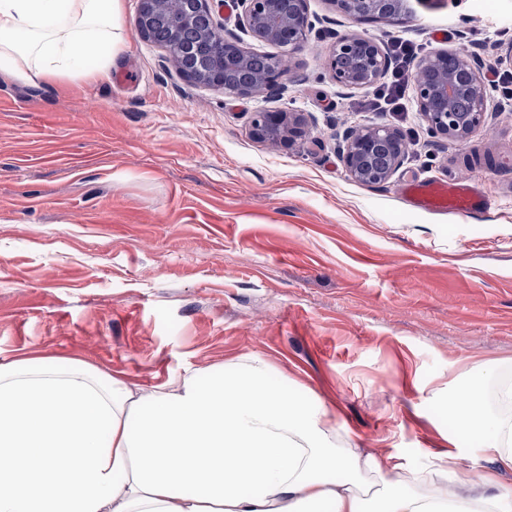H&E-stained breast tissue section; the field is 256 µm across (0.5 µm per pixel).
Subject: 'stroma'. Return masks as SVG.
<instances>
[{
    "label": "stroma",
    "instance_id": "1",
    "mask_svg": "<svg viewBox=\"0 0 512 512\" xmlns=\"http://www.w3.org/2000/svg\"><path fill=\"white\" fill-rule=\"evenodd\" d=\"M408 4L403 24L361 25L309 0L280 95L183 78L140 36V0H124L110 79L0 78V360L83 361L149 392L261 358L283 395L335 416L337 447L414 469L458 450L491 469L448 401L484 365L512 376V102L490 96L484 126L443 144L417 106L362 110L371 89L339 88L326 62L356 32L512 77V0ZM276 109L312 116L306 141L252 136L253 113ZM373 124L414 140L381 186L349 178L339 151ZM411 178L469 182L489 205L416 208L397 191Z\"/></svg>",
    "mask_w": 512,
    "mask_h": 512
}]
</instances>
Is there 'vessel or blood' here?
<instances>
[{
    "instance_id": "obj_1",
    "label": "vessel or blood",
    "mask_w": 512,
    "mask_h": 512,
    "mask_svg": "<svg viewBox=\"0 0 512 512\" xmlns=\"http://www.w3.org/2000/svg\"><path fill=\"white\" fill-rule=\"evenodd\" d=\"M399 192L413 206L426 210L472 214L488 206L486 194L465 181H409L400 185Z\"/></svg>"
}]
</instances>
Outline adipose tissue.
<instances>
[{
	"mask_svg": "<svg viewBox=\"0 0 512 512\" xmlns=\"http://www.w3.org/2000/svg\"><path fill=\"white\" fill-rule=\"evenodd\" d=\"M124 0H0V76L109 79ZM271 367L193 373L149 394L81 361L0 362V512H512V489L459 467L349 457L314 397L282 399ZM459 430L512 469V417L456 399ZM346 473L336 481V473ZM378 487L364 496L360 481Z\"/></svg>",
	"mask_w": 512,
	"mask_h": 512,
	"instance_id": "adipose-tissue-1",
	"label": "adipose tissue"
}]
</instances>
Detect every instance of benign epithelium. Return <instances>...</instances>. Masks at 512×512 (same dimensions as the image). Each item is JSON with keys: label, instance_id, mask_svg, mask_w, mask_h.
Returning a JSON list of instances; mask_svg holds the SVG:
<instances>
[{"label": "benign epithelium", "instance_id": "1", "mask_svg": "<svg viewBox=\"0 0 512 512\" xmlns=\"http://www.w3.org/2000/svg\"><path fill=\"white\" fill-rule=\"evenodd\" d=\"M341 13L358 24L384 20L390 16L403 21L406 0H330ZM179 11L182 27L175 34L180 53L174 58L177 70L187 80L224 89L227 95L255 97L283 91L289 81V65L281 57L253 67L259 52L243 46L242 38L224 32L223 0H140L137 28L150 40L155 33L147 22L158 11ZM235 25L254 40L276 45L289 54L298 52L314 19L308 0H234ZM224 45L225 61L207 59L200 54L206 38ZM388 66L380 45L359 34H344L336 39L328 59V71L341 88L363 89L373 85ZM414 93L427 132L446 142L461 143L484 123L488 111L486 85L470 57L461 52L435 50L415 62ZM310 117L305 112L274 110L257 112L251 120L253 135L288 146L306 138ZM403 134L384 125L352 128L344 135L342 161L348 175L368 185L388 183L401 168L404 154L392 145Z\"/></svg>", "mask_w": 512, "mask_h": 512}]
</instances>
